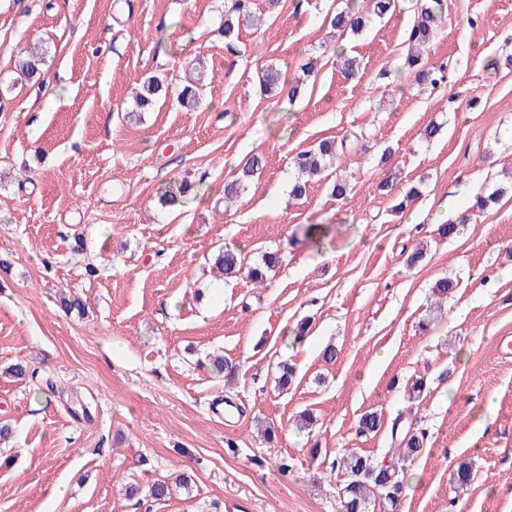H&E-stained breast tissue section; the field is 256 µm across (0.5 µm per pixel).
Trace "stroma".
Instances as JSON below:
<instances>
[{"instance_id":"stroma-1","label":"stroma","mask_w":512,"mask_h":512,"mask_svg":"<svg viewBox=\"0 0 512 512\" xmlns=\"http://www.w3.org/2000/svg\"><path fill=\"white\" fill-rule=\"evenodd\" d=\"M252 2L262 25L241 24L229 44L225 0H0V512H340L336 458L383 460L393 446L386 430L358 435L367 411L426 432L401 512H512V355L500 345L512 336V193L437 233L512 183V0H445L447 25L422 55L451 64L435 90L405 65L409 0L356 35L330 26L345 0ZM33 44L46 51L39 86L14 69L15 48ZM340 50L362 60L356 77ZM311 58L296 100L260 95L261 67L296 75ZM150 75L200 81L202 106L163 99L128 120ZM354 132L365 152L290 196L293 156ZM254 154L260 177L225 206V180ZM339 176L352 187L342 201L328 190ZM168 183L199 193L165 209ZM411 185L420 198L396 210ZM311 224L331 228L321 245ZM420 242L424 259L408 265ZM222 248L283 262L264 287L223 283L211 263ZM443 276L457 288L434 316ZM306 317L310 331L288 342ZM216 352L235 364L231 381L213 374ZM282 361L296 371L285 391ZM17 362L25 378L6 376ZM418 376L429 392L414 409L405 385ZM463 460L473 478L459 487ZM180 473L188 488L164 500L125 494Z\"/></svg>"}]
</instances>
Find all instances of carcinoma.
<instances>
[{"instance_id": "carcinoma-1", "label": "carcinoma", "mask_w": 512, "mask_h": 512, "mask_svg": "<svg viewBox=\"0 0 512 512\" xmlns=\"http://www.w3.org/2000/svg\"><path fill=\"white\" fill-rule=\"evenodd\" d=\"M251 4L246 0H231V6L224 13V38L230 39L235 26L243 16H250ZM399 7V0H370L369 7L362 9L357 0H347V8L333 19L336 30L358 33L365 29L374 14L382 17ZM414 24L409 34V49L407 66L414 72V80L436 85L446 80L444 67L436 71L421 68V51L435 37L444 25L441 0H421L414 9ZM18 70L27 79L41 75V66L45 63V50L33 47L29 50L18 51ZM260 90L265 95L285 93L289 97L297 96L299 89L294 80L286 77L281 69L269 66L261 71L259 76ZM170 94L169 85L156 76H148L142 81V92L136 97V108L140 111L153 105L158 97ZM346 142L335 144L322 142L317 147L299 152L293 157V163L301 174L316 175L320 172L322 162L336 156V147H345ZM264 167L262 157L256 155L244 163L240 174L231 181L224 183V201L236 198L244 189L246 182L260 173ZM190 187L184 184L177 188H168L159 192V203L164 208L182 207L187 203ZM507 192L499 188L485 196L475 197L471 209L477 212L486 210L496 203ZM280 256L270 253L265 256L263 264L247 265V261L238 252L224 250L214 258V267L225 278H236L242 274L249 280L262 286L266 281V270L279 262ZM456 288V283L446 277L435 281L432 286L434 304L440 305L448 299ZM403 417L394 418L391 424V435L398 442V448L392 452L388 461H378L359 451L352 450L336 460L339 470L346 476L343 487L339 490L342 512H369L372 505H377L380 512H398L405 474L404 464L418 457L424 447L426 432L423 429L414 430L402 424ZM383 417L376 411L365 412L361 415L357 432L369 435L380 431L383 427Z\"/></svg>"}]
</instances>
